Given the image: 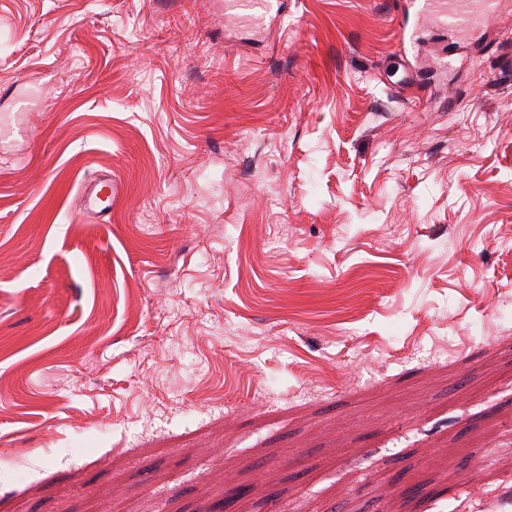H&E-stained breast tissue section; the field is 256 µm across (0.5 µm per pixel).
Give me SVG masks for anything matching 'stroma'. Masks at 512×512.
Segmentation results:
<instances>
[{
	"mask_svg": "<svg viewBox=\"0 0 512 512\" xmlns=\"http://www.w3.org/2000/svg\"><path fill=\"white\" fill-rule=\"evenodd\" d=\"M285 3L0 0V512H512V0ZM500 5V0H455L441 14V23L454 31L478 30L498 14ZM79 196L84 214L98 224H108L112 220V176H100L83 182Z\"/></svg>",
	"mask_w": 512,
	"mask_h": 512,
	"instance_id": "stroma-1",
	"label": "stroma"
}]
</instances>
